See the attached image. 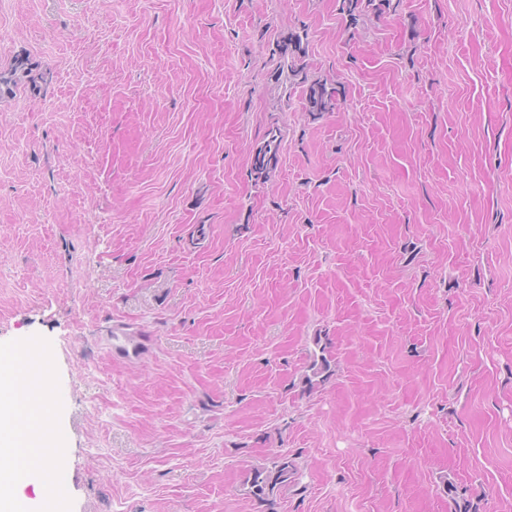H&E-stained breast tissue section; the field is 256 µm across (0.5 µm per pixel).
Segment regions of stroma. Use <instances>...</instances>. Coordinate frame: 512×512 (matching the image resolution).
Here are the masks:
<instances>
[{"instance_id":"stroma-1","label":"stroma","mask_w":512,"mask_h":512,"mask_svg":"<svg viewBox=\"0 0 512 512\" xmlns=\"http://www.w3.org/2000/svg\"><path fill=\"white\" fill-rule=\"evenodd\" d=\"M342 6L0 0L45 79L0 96V343L51 344L71 512H512V0ZM279 56L288 59V80L291 84L305 87V99L309 112L322 114L335 111L340 105L339 91L333 84L320 79H310L306 65L301 62L303 55L301 41L298 36L288 38V44L279 48ZM283 133L278 122L271 123L265 131L261 143L252 154L251 166L257 177H266L279 161ZM271 466L253 468L244 482L247 493L261 500H268L275 489L288 487L294 484L297 468L292 458L287 454L275 455L271 459Z\"/></svg>"}]
</instances>
